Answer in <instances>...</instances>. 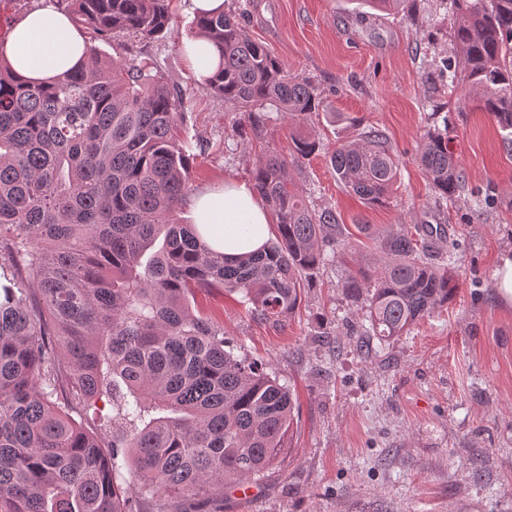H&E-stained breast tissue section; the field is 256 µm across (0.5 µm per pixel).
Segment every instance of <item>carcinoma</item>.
<instances>
[{"mask_svg": "<svg viewBox=\"0 0 512 512\" xmlns=\"http://www.w3.org/2000/svg\"><path fill=\"white\" fill-rule=\"evenodd\" d=\"M65 2L97 36L150 41L172 29L171 0ZM441 3L458 56L446 65L448 89L465 87L512 129V0ZM241 16L233 7L193 19L223 60L201 89L243 112L238 136L258 138L285 118L291 144L288 156L265 154L251 171L276 240L234 260L173 219L198 140L180 134L182 95L158 70L91 48L78 69L33 84L0 56V512H144L147 503L166 512L165 497L195 512L224 500L226 488L260 481L284 454L290 388L236 355L224 329L191 307L197 291L220 288L283 328L319 269L341 255L336 211L288 187L289 168L319 150L298 126L322 98L244 33ZM420 162L443 200L465 184L438 130L423 138ZM330 165L375 207L399 160L386 133L369 128L339 141ZM357 229L382 254L373 271L343 283L364 303L365 335L399 337L448 303L452 261L424 247L443 227ZM75 405L119 437L90 435L71 416ZM121 462L132 471L125 487L112 478Z\"/></svg>", "mask_w": 512, "mask_h": 512, "instance_id": "carcinoma-1", "label": "carcinoma"}]
</instances>
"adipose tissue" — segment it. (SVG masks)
<instances>
[{"mask_svg": "<svg viewBox=\"0 0 512 512\" xmlns=\"http://www.w3.org/2000/svg\"><path fill=\"white\" fill-rule=\"evenodd\" d=\"M87 47L72 17L47 4L13 26L0 56L25 79L51 82L77 67ZM190 208L199 233L225 256L258 250L269 236L268 210L247 182L225 180L223 187L195 195Z\"/></svg>", "mask_w": 512, "mask_h": 512, "instance_id": "adipose-tissue-1", "label": "adipose tissue"}]
</instances>
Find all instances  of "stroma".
Wrapping results in <instances>:
<instances>
[{
	"label": "stroma",
	"instance_id": "1",
	"mask_svg": "<svg viewBox=\"0 0 512 512\" xmlns=\"http://www.w3.org/2000/svg\"><path fill=\"white\" fill-rule=\"evenodd\" d=\"M252 40L293 75L310 78L326 105L306 128L322 147L290 169L297 188L335 209L346 255L379 258L358 225L441 224L455 245L458 288L408 334L365 337L361 303L327 262L286 328L250 316L240 295L197 293L193 309L233 339L240 356L288 385L298 412L288 453L249 488L224 491V512H512V304L499 292L500 258L512 254V133L439 73L451 57V22L440 0H409L385 14L364 0H241ZM174 31L152 42L120 33L94 45L119 62L148 59L183 94L184 125L202 150L191 193L248 180L265 153L287 152L279 121L242 139V121L203 92L179 45L193 19L172 0ZM385 131L399 158L386 205L349 194L329 157L355 126ZM448 129L466 184L437 202L420 165L430 126Z\"/></svg>",
	"mask_w": 512,
	"mask_h": 512
}]
</instances>
